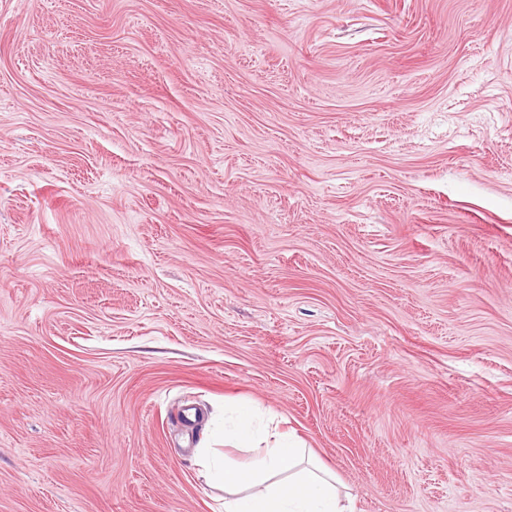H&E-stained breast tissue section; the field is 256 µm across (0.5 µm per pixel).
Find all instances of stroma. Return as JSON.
Listing matches in <instances>:
<instances>
[{
	"mask_svg": "<svg viewBox=\"0 0 512 512\" xmlns=\"http://www.w3.org/2000/svg\"><path fill=\"white\" fill-rule=\"evenodd\" d=\"M242 401L512 512V0H0V512H221Z\"/></svg>",
	"mask_w": 512,
	"mask_h": 512,
	"instance_id": "stroma-1",
	"label": "stroma"
}]
</instances>
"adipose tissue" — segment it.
Wrapping results in <instances>:
<instances>
[{"label":"adipose tissue","mask_w":512,"mask_h":512,"mask_svg":"<svg viewBox=\"0 0 512 512\" xmlns=\"http://www.w3.org/2000/svg\"><path fill=\"white\" fill-rule=\"evenodd\" d=\"M226 437L254 454L243 463L204 456L208 482L226 492L224 512H343L335 475L305 463L301 442L256 427L249 407Z\"/></svg>","instance_id":"1"}]
</instances>
